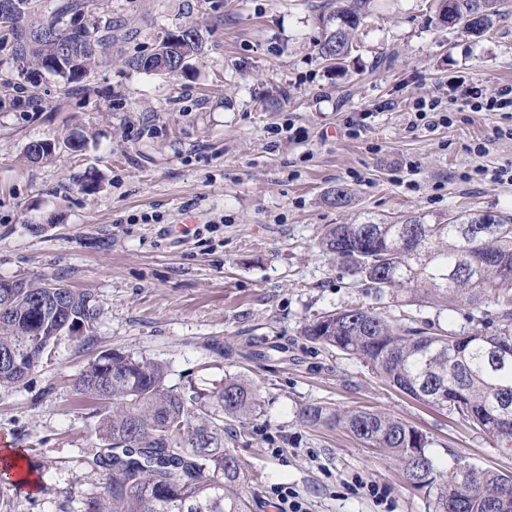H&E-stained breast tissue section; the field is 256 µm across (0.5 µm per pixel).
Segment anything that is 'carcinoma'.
I'll return each mask as SVG.
<instances>
[{"instance_id": "1", "label": "carcinoma", "mask_w": 512, "mask_h": 512, "mask_svg": "<svg viewBox=\"0 0 512 512\" xmlns=\"http://www.w3.org/2000/svg\"><path fill=\"white\" fill-rule=\"evenodd\" d=\"M450 2L469 34L492 29L512 0ZM364 0L336 9L318 43V55L340 64L352 51V35L363 21ZM0 44L10 48L12 69L0 86L14 89L0 108L39 110L37 81L18 74L49 75L62 87L85 83L112 49V20L84 15L73 0H0ZM192 23L163 31L149 54L126 60L135 71L169 77L186 72L202 53ZM168 70L157 68L159 56ZM494 221L484 235L466 234L463 225ZM410 215L406 224H328L319 240L366 288L381 296L433 298L448 303L492 297L499 307L494 333L404 330L362 307L329 312L307 329L325 346L360 357L391 386L416 400L449 410L490 437L512 443L499 418H512V217L460 212L441 224ZM472 253L483 267L476 276ZM100 307L93 293L44 279L25 288H0V388H13L51 355V346L77 335L65 326H85L90 336ZM167 366L115 352L89 361L73 383L80 401L100 405L95 434L99 451L88 464L107 472L105 498L92 499L85 512H250L245 493L249 474L224 448V418L262 412L254 385L226 375L209 390L185 393L165 386ZM302 420L312 427L343 428L370 448L395 455L406 475L432 494L430 512H497L492 492L505 475L480 469L462 458L441 473L428 453L431 441L390 416L363 410L309 406ZM471 468L472 484L457 478Z\"/></svg>"}]
</instances>
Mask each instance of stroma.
I'll use <instances>...</instances> for the list:
<instances>
[{
  "instance_id": "35a3bbf8",
  "label": "stroma",
  "mask_w": 512,
  "mask_h": 512,
  "mask_svg": "<svg viewBox=\"0 0 512 512\" xmlns=\"http://www.w3.org/2000/svg\"><path fill=\"white\" fill-rule=\"evenodd\" d=\"M108 4L116 41L90 90L64 92L42 79L38 112L0 110V279H57L95 294L92 345L65 338L51 363L0 389V440L22 453L37 489L12 487V512H83L103 497V471L82 465L97 450L93 405L72 384L88 362L117 351L164 362L167 387L208 389L238 374L259 388L261 414L224 423V447L250 474L252 512H274L270 489L292 487L309 512H378L355 480L384 488L394 512H428L425 490L392 454L341 429L301 420L312 405L367 409L417 428L440 470L463 456L512 475V447L449 411L412 399L366 361L305 334L325 313L382 312L406 328L492 332L497 307L459 300L377 299L318 240L325 225L365 218L487 211L512 214V139L496 117L455 111L452 122L410 128L415 98L464 72L488 90L512 84V13L487 34L439 22L438 0H370L344 65L318 56L338 0H80ZM199 25L201 57L188 74L130 70L158 32ZM358 135L347 133L350 121ZM294 122L301 138L276 134ZM82 135V151L66 148ZM56 142L41 163L27 143ZM486 143L484 156L473 149ZM483 165L465 183L461 173ZM96 174L95 193L80 189ZM344 184L347 207L328 205ZM150 222H142V215ZM214 232L184 238L185 221Z\"/></svg>"
}]
</instances>
